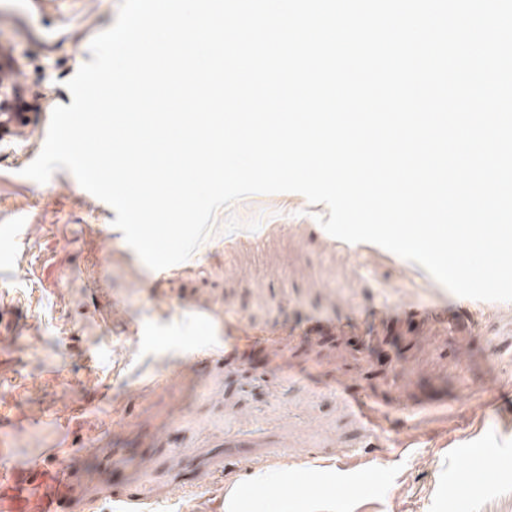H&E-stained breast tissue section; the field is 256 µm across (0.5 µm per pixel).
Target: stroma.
<instances>
[{
  "label": "stroma",
  "instance_id": "stroma-1",
  "mask_svg": "<svg viewBox=\"0 0 512 512\" xmlns=\"http://www.w3.org/2000/svg\"><path fill=\"white\" fill-rule=\"evenodd\" d=\"M120 0H0L22 131L0 136V452L55 478L62 512H512V302L321 227L325 204L254 194L153 274L116 213L40 153L66 83ZM219 352L200 357L198 349ZM135 487L136 502L116 500Z\"/></svg>",
  "mask_w": 512,
  "mask_h": 512
}]
</instances>
